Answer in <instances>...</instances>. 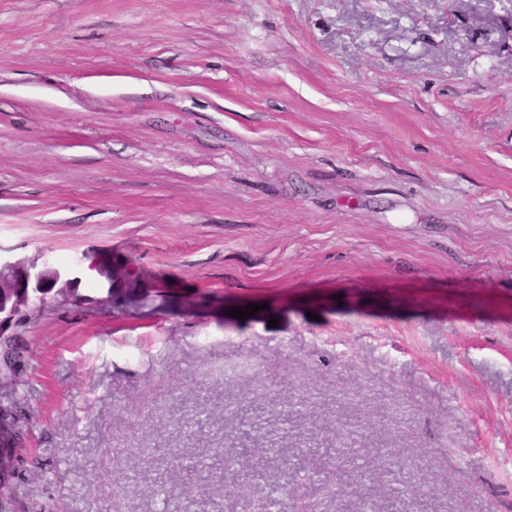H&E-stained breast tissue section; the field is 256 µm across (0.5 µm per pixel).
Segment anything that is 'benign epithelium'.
Here are the masks:
<instances>
[{
  "instance_id": "1",
  "label": "benign epithelium",
  "mask_w": 512,
  "mask_h": 512,
  "mask_svg": "<svg viewBox=\"0 0 512 512\" xmlns=\"http://www.w3.org/2000/svg\"><path fill=\"white\" fill-rule=\"evenodd\" d=\"M101 273H112V288L125 287L127 270L112 266V262L97 258ZM83 262H78L69 270H62L46 259L42 263L24 264L10 254L0 250V386L10 384L12 376V336L7 331L17 323L18 310L29 306L36 294L46 288L56 290V296L71 300L69 288L80 281L79 273ZM142 281L129 289V299L112 303V309L122 311L133 306L147 303L143 295ZM1 448H18L23 442V431L14 418V409L10 404L0 403Z\"/></svg>"
}]
</instances>
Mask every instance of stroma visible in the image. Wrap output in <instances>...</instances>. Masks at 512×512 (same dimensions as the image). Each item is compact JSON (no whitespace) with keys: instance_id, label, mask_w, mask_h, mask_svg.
Instances as JSON below:
<instances>
[{"instance_id":"obj_1","label":"stroma","mask_w":512,"mask_h":512,"mask_svg":"<svg viewBox=\"0 0 512 512\" xmlns=\"http://www.w3.org/2000/svg\"><path fill=\"white\" fill-rule=\"evenodd\" d=\"M0 249L172 296L12 327V512H512V0H0ZM97 262L100 267V271L102 274L106 275L108 273L107 270L112 273V288L114 290L116 288H126L125 287V273H128L126 269H118L112 266V262L109 260L102 259L97 256ZM105 267V269H102L101 267ZM133 278L137 279L136 284L129 288V299L123 300L120 303H116L113 299L112 292L114 291L112 288L106 289V295L108 294V300L112 301V304L109 303V301L104 302V304L112 305L113 310L123 311L124 309H129L133 306H142L145 305L148 301V296L143 295L142 288H145L140 278H137V276L131 274Z\"/></svg>"}]
</instances>
